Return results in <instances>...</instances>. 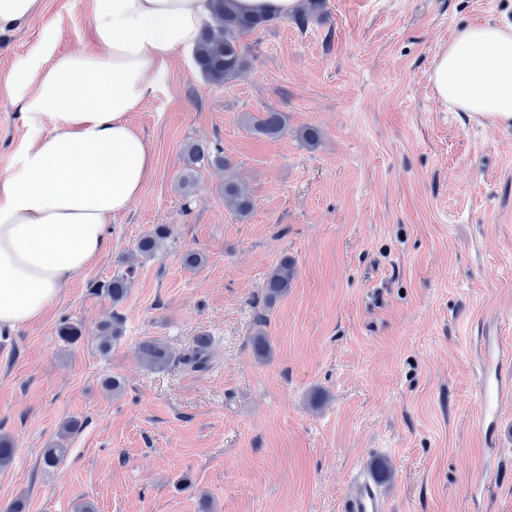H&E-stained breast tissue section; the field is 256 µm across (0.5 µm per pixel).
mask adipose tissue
Returning a JSON list of instances; mask_svg holds the SVG:
<instances>
[{"label":"adipose tissue","mask_w":512,"mask_h":512,"mask_svg":"<svg viewBox=\"0 0 512 512\" xmlns=\"http://www.w3.org/2000/svg\"><path fill=\"white\" fill-rule=\"evenodd\" d=\"M210 19V0H90L91 48L44 45L8 78L34 135L0 176V332L41 320L105 252L153 168L132 121L148 75ZM431 80L451 109L512 126V24L457 30Z\"/></svg>","instance_id":"adipose-tissue-1"}]
</instances>
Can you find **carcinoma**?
I'll use <instances>...</instances> for the list:
<instances>
[{
	"instance_id": "1",
	"label": "carcinoma",
	"mask_w": 512,
	"mask_h": 512,
	"mask_svg": "<svg viewBox=\"0 0 512 512\" xmlns=\"http://www.w3.org/2000/svg\"><path fill=\"white\" fill-rule=\"evenodd\" d=\"M212 21L200 33L194 48L193 61L197 72L212 84H222L244 75L248 63L244 53L243 39L257 30L266 27L272 18L263 15L246 14L236 7V0H211ZM252 130L268 139L278 138L285 130V116L281 112H264L260 117H249ZM216 165L224 169V206L236 216L245 218L253 210L254 204L249 193L230 174L231 163L221 155L219 148H210L194 143L186 151V176L184 185L192 182V173L201 167ZM170 229L164 224L155 225L143 235L137 244L140 255L151 257L158 253L170 238ZM135 266L132 263L112 275L102 285L111 298L118 304L128 294L134 278ZM295 274L294 260L282 256L265 283V301L273 304L288 292ZM122 333L120 320L116 317L100 327L99 349L103 353L110 351L112 342ZM145 362L152 368L161 369L169 362V353L161 344L146 340L141 345ZM210 360L209 344L200 338L195 347L187 354L185 363L194 370L204 369Z\"/></svg>"
}]
</instances>
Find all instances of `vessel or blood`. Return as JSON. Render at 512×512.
Instances as JSON below:
<instances>
[{
  "label": "vessel or blood",
  "mask_w": 512,
  "mask_h": 512,
  "mask_svg": "<svg viewBox=\"0 0 512 512\" xmlns=\"http://www.w3.org/2000/svg\"><path fill=\"white\" fill-rule=\"evenodd\" d=\"M512 394V348L500 337L486 340L478 381L479 422L498 430L504 400ZM375 475L357 472L352 491L344 502L343 512H388L386 501L377 489Z\"/></svg>",
  "instance_id": "b4317fda"
}]
</instances>
